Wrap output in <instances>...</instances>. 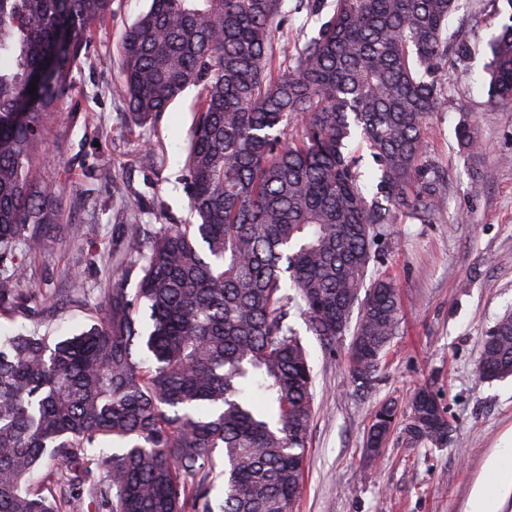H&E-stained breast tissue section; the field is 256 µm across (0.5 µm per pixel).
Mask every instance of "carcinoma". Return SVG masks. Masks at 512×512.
Instances as JSON below:
<instances>
[{"instance_id":"cac0c4a2","label":"carcinoma","mask_w":512,"mask_h":512,"mask_svg":"<svg viewBox=\"0 0 512 512\" xmlns=\"http://www.w3.org/2000/svg\"><path fill=\"white\" fill-rule=\"evenodd\" d=\"M501 1L508 21L485 72L492 100L511 104L512 0H491L496 17ZM458 3L297 0L316 18L310 36L284 24V0H151L120 38V92L147 119L198 88L184 163L197 223L147 233L130 217L134 292L107 289L96 322L66 339L0 335V512H293L314 376L292 311L325 354L346 347L358 389L375 387L402 319L382 271L385 226L434 224L447 208L424 140L448 102V61L473 51L448 34ZM111 4L0 0V317L49 301L24 287L27 268L70 229L36 150ZM355 139L376 165L371 198ZM457 142L478 153L470 121ZM109 180L129 207L124 181ZM508 377L511 314L486 332L478 369ZM397 426L410 447L455 440L427 386L400 421L395 404L378 406L365 454ZM102 445L112 454H88ZM46 458L48 490L32 479Z\"/></svg>"}]
</instances>
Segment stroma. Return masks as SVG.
Listing matches in <instances>:
<instances>
[{
  "mask_svg": "<svg viewBox=\"0 0 512 512\" xmlns=\"http://www.w3.org/2000/svg\"><path fill=\"white\" fill-rule=\"evenodd\" d=\"M150 0H112L108 22L92 39L90 62L75 71V90L50 121L36 165L45 179L64 165L97 158L68 186L62 207L73 229L51 237L27 270L29 287L54 293L40 309V331L64 339L93 324L105 288L136 287L121 253L126 214L112 200L106 171L126 182L132 209L146 226L191 223L181 174L196 90L187 88L167 112L132 118L114 91L117 43ZM475 47L469 62L449 68L448 103L429 119L427 157L443 169L448 211L435 224L387 227L384 267L401 289L404 316L371 394L357 391L344 354L328 357L302 333L313 368L314 414L302 490L295 512H464L492 453L512 443V378L480 381L487 330L512 314V104L489 99L482 48L497 28L489 0H461L448 21ZM475 124L480 150L458 146L462 120ZM490 169L487 180L473 168ZM83 289L82 304L65 301ZM430 387L456 428L445 448L408 447L392 434L376 457L363 445L379 403L405 413L412 392Z\"/></svg>",
  "mask_w": 512,
  "mask_h": 512,
  "instance_id": "35a3bbf8",
  "label": "stroma"
}]
</instances>
